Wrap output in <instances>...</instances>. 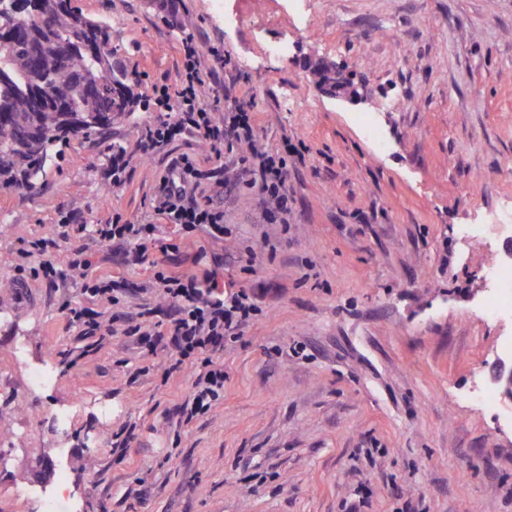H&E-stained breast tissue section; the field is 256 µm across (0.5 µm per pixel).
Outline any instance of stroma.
Instances as JSON below:
<instances>
[{
  "mask_svg": "<svg viewBox=\"0 0 512 512\" xmlns=\"http://www.w3.org/2000/svg\"><path fill=\"white\" fill-rule=\"evenodd\" d=\"M74 5L109 26L139 102L110 135L60 145L32 187L0 188V512H35L20 490L62 474L79 512H512V426L473 395L512 339V319L482 310L486 266L512 262V228L486 225L471 245L457 233L512 199V0H310L304 28L272 0H239L233 32L211 0ZM188 35L224 57L203 98L221 97L216 121L238 106L255 119V146L302 147L288 166L287 224L265 222L245 181L240 159L254 145L218 157L188 138L137 154L164 118L153 90L176 85ZM284 36L288 56L265 58L263 43ZM317 58L348 71L356 101L320 91L306 68ZM367 113L381 142L358 123ZM118 148L131 161L114 186L104 171ZM183 153L231 233L214 243L165 224L161 238L197 255L187 272L222 264L263 310L217 352L223 400L188 424L178 408L193 367L162 382L170 342L151 353L124 334L167 321L171 305L140 291L151 270L132 245L86 232L116 214L142 222ZM55 236L56 259L88 244L94 274L137 286L103 309L114 333L100 348L61 310L79 288H15L21 243ZM40 362L56 380L34 393L27 366Z\"/></svg>",
  "mask_w": 512,
  "mask_h": 512,
  "instance_id": "obj_1",
  "label": "stroma"
}]
</instances>
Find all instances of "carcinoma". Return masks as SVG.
Wrapping results in <instances>:
<instances>
[{"instance_id": "obj_1", "label": "carcinoma", "mask_w": 512, "mask_h": 512, "mask_svg": "<svg viewBox=\"0 0 512 512\" xmlns=\"http://www.w3.org/2000/svg\"><path fill=\"white\" fill-rule=\"evenodd\" d=\"M105 25L57 3L30 20L14 0H0V188L30 186L54 160L68 136H103L117 109L135 111L130 73L99 42Z\"/></svg>"}]
</instances>
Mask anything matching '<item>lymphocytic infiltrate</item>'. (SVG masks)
Here are the masks:
<instances>
[{
	"label": "lymphocytic infiltrate",
	"mask_w": 512,
	"mask_h": 512,
	"mask_svg": "<svg viewBox=\"0 0 512 512\" xmlns=\"http://www.w3.org/2000/svg\"><path fill=\"white\" fill-rule=\"evenodd\" d=\"M180 81L174 91H163L158 100L160 109L170 112L172 120L163 122L141 137L137 144L140 155L149 157L163 152L174 140L193 136L206 145L211 153L233 151L236 144H250V158L261 167L260 190L265 205L267 223L284 224L288 221V161L299 156V149L284 142L281 149L270 153L253 148V120L250 113L236 110L225 113L223 124H216L212 110L204 105V81L201 77L204 53L188 36L180 43ZM202 171L187 155L171 158L152 202L158 223L123 224L118 218L95 225L90 234L93 242L103 244L131 243L135 246L134 259L149 263L152 275L149 287L158 290L163 299L173 303L175 313L164 326V335L176 344L175 367L189 363L195 367L193 392L179 407L183 422L189 423L205 414L224 397V366L215 359L218 346L225 338L237 337L243 324L260 314L256 301L241 288L224 281L223 274L209 271L204 278L185 273L180 267L164 260H149L148 248L160 244L162 252L179 251V244L160 243L161 223L180 226L185 234L204 231L213 241H221L229 229L224 224L223 211L209 202L197 199L195 190ZM57 242L41 238L28 241L17 251L20 265H28L30 257L39 255V267H29L32 276H43L55 288L66 287L70 278L82 281L81 302L64 300L62 310L70 325L78 328L85 339L103 343L112 334L109 325L93 314L92 305L111 307L119 304L126 293L125 282L112 276H89L90 266L86 248H78L67 255L64 264L49 260V253L57 249Z\"/></svg>",
	"instance_id": "1"
}]
</instances>
